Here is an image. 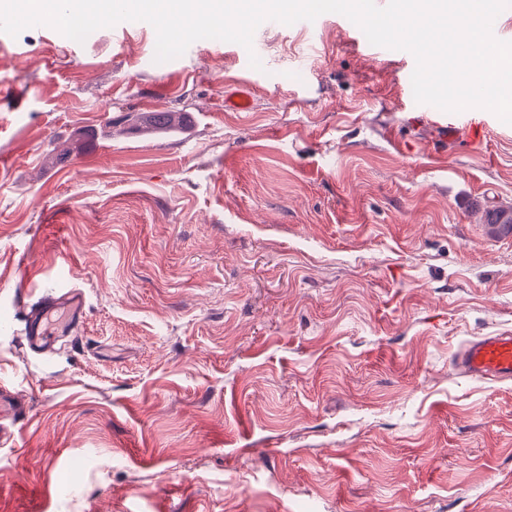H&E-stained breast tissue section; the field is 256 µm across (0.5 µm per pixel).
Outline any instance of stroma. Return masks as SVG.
<instances>
[{
	"mask_svg": "<svg viewBox=\"0 0 512 512\" xmlns=\"http://www.w3.org/2000/svg\"><path fill=\"white\" fill-rule=\"evenodd\" d=\"M155 50L0 33V321L66 259L87 303L51 358L0 334V512H512V381L453 362L512 331V124L440 149L337 13Z\"/></svg>",
	"mask_w": 512,
	"mask_h": 512,
	"instance_id": "stroma-1",
	"label": "stroma"
}]
</instances>
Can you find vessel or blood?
<instances>
[{
  "label": "vessel or blood",
  "mask_w": 512,
  "mask_h": 512,
  "mask_svg": "<svg viewBox=\"0 0 512 512\" xmlns=\"http://www.w3.org/2000/svg\"><path fill=\"white\" fill-rule=\"evenodd\" d=\"M484 133V125L470 112L458 113L452 128L440 130L442 138L452 139L460 134L472 142L482 140ZM69 271V265H62L57 276V294L37 297L35 307L21 316L22 336L32 353L50 354L83 320L85 298L78 289L68 286ZM457 364L464 375L476 380L512 379V335L504 332L470 340Z\"/></svg>",
  "instance_id": "b4317fda"
}]
</instances>
